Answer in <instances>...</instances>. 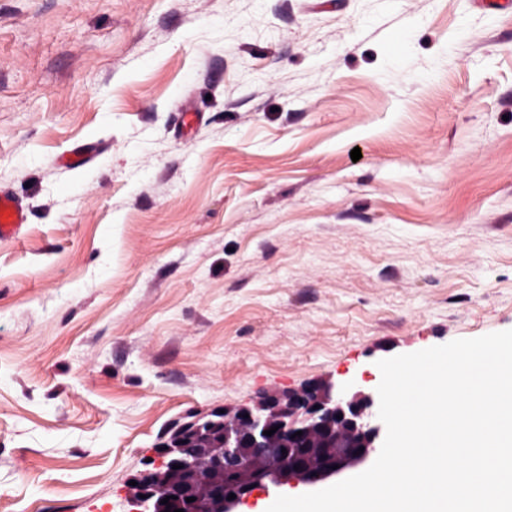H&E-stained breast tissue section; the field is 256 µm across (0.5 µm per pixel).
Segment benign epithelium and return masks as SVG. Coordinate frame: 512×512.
Listing matches in <instances>:
<instances>
[{
	"label": "benign epithelium",
	"instance_id": "7a95c632",
	"mask_svg": "<svg viewBox=\"0 0 512 512\" xmlns=\"http://www.w3.org/2000/svg\"><path fill=\"white\" fill-rule=\"evenodd\" d=\"M374 404L369 394H349L313 381L296 391L265 396L252 406L226 410L219 421L212 413L200 416L194 420V443L170 441L159 447L158 463L136 478V512H155L170 495L166 474L175 464L183 482L177 508L183 512H235L258 489L323 482L376 451L381 426ZM272 427L277 431L266 434ZM306 448L333 452L309 461ZM218 467L224 469L223 487L206 499L188 501ZM231 494L236 498L228 499Z\"/></svg>",
	"mask_w": 512,
	"mask_h": 512
}]
</instances>
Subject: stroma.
Masks as SVG:
<instances>
[{
	"mask_svg": "<svg viewBox=\"0 0 512 512\" xmlns=\"http://www.w3.org/2000/svg\"><path fill=\"white\" fill-rule=\"evenodd\" d=\"M1 186L0 512H132L197 414L512 329V7L0 0ZM97 153V144L94 142H81L72 146L62 158V162L70 166H84L91 163ZM27 223L23 202L8 189L0 188V243L18 241Z\"/></svg>",
	"mask_w": 512,
	"mask_h": 512,
	"instance_id": "stroma-1",
	"label": "stroma"
}]
</instances>
